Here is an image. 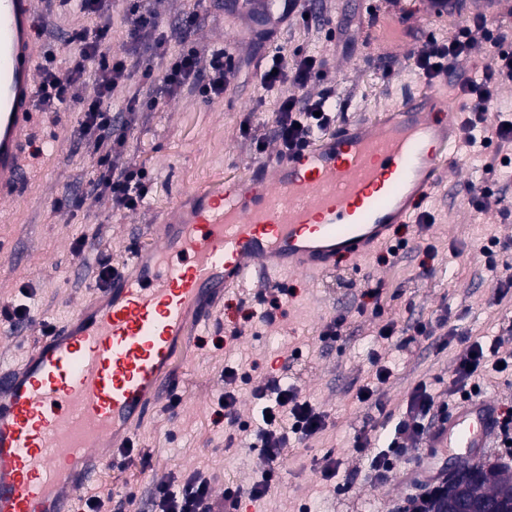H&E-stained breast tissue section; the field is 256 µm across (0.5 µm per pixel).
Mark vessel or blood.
Here are the masks:
<instances>
[{
	"mask_svg": "<svg viewBox=\"0 0 512 512\" xmlns=\"http://www.w3.org/2000/svg\"><path fill=\"white\" fill-rule=\"evenodd\" d=\"M292 0H239L260 18ZM41 42L31 0H0V200H21ZM460 133L443 87L406 93L377 118L347 122L248 176L175 200L152 242L19 367L0 371V512H75V486L112 465L154 401L173 386L192 326L213 301L261 276L324 274L411 223ZM495 401L448 414L444 445L489 448Z\"/></svg>",
	"mask_w": 512,
	"mask_h": 512,
	"instance_id": "b4317fda",
	"label": "vessel or blood"
}]
</instances>
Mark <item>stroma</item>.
Returning <instances> with one entry per match:
<instances>
[{"label": "stroma", "instance_id": "obj_1", "mask_svg": "<svg viewBox=\"0 0 512 512\" xmlns=\"http://www.w3.org/2000/svg\"><path fill=\"white\" fill-rule=\"evenodd\" d=\"M358 0H317L324 21L309 27L296 22L280 27L275 44L259 45L241 40L250 23L246 16L226 15L216 0H145L146 7L162 21L175 24L190 13L199 18L188 40L201 53L224 48L233 54L235 69L222 98L206 101L194 89L160 98L155 109L136 113L127 131L122 156L125 164L147 168L153 188L144 205L117 211L109 199L87 198L81 209L61 206L66 193L83 189L97 165V158L78 147L71 112H35L36 140L51 143L39 158L27 159L28 185L21 203L0 201V305L25 303L30 309L26 331L16 332L10 321L0 319V369L21 363L41 334L43 323L66 322L80 303L91 297V282L100 253H108L114 266L125 264L138 245L148 244L149 229L170 208L177 194L215 185L228 176H244L274 152V107L289 87L264 89L261 73L264 55L282 48L289 55L324 58L328 77L324 88L333 92L337 120L366 119L394 103L402 88L420 89L428 79L415 69L411 52L428 38L449 39L457 15L436 16L427 0H373V10H362ZM32 8L46 33L41 43L65 64L73 51L65 34L86 25L75 6L58 9L57 0H34ZM266 142L256 151L239 134L245 116ZM485 185L506 192L503 207L478 214L466 203L468 184ZM429 215L423 227L397 225L394 237L406 245L399 255L382 261L379 253L361 259L344 258L328 277L284 275L279 285L291 290L273 325L259 319L262 308L255 300L260 282L225 293L216 321L196 327L189 338L191 355L174 371L176 408L160 401L140 426L136 440L149 465L133 460L102 471L98 479L80 489V498H102V512H150L147 499L154 484L179 480L200 471L215 495L226 484L248 486L257 479L261 460L254 437L224 446V427L214 412L224 393V370L255 364L262 376L272 354L294 356L285 374L288 384L302 397L329 413L331 423L319 437L295 445L282 463L284 489L266 498L243 499V512H393L397 502L412 490L411 475L398 469L381 484L366 474L370 458L352 449L356 431L378 421L377 410L353 403L356 389L376 348L378 319L358 313L366 282H379L390 295L384 317L397 324L410 318H448L449 328L475 336H497L512 321V293L496 300V277L512 269V249L497 250L494 261L480 252L488 238L512 240V165L495 148L457 146L450 168L421 206ZM433 245L435 254L425 258L423 249ZM81 246L73 256V246ZM465 250V258L454 255ZM347 314L352 332L342 346L322 347V325ZM237 327L240 336L223 344L225 328ZM464 345L453 341L439 349L422 341L411 352H386L394 374L382 389L387 410L399 413L408 393L424 385L435 400L445 398L448 379ZM334 451L340 461L335 477L323 481L320 459ZM349 491H342V484ZM135 492V505L120 509L127 492Z\"/></svg>", "mask_w": 512, "mask_h": 512}]
</instances>
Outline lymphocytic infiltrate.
I'll use <instances>...</instances> for the list:
<instances>
[{"mask_svg":"<svg viewBox=\"0 0 512 512\" xmlns=\"http://www.w3.org/2000/svg\"><path fill=\"white\" fill-rule=\"evenodd\" d=\"M90 19L89 27L68 32L67 43L77 51L66 70L55 65L54 55H44L38 70L40 83L37 97L41 111L61 112L76 103L75 131L87 151L97 154L98 170L90 182L89 195L110 198L114 207L136 209L152 189V178L146 168L133 169L121 163L126 143V130L116 124L112 114V91L121 83L139 80L150 86L144 98L133 99L132 112L154 109L159 98L184 87L196 86L208 99L223 97L229 86V75L235 67L227 50L212 53L208 69H201L200 53L195 47L172 50L157 14L142 10L140 0H126L123 22L126 38L145 46L146 56L139 59L124 53H111L112 12L110 0H75ZM490 43L495 54L484 65L478 79L460 86L464 118L461 139L466 146L512 144V125L502 117H489L488 108L495 101L503 82L512 81V25L488 28L481 14L461 20L455 35L447 41L427 39L411 55L415 67L428 79L440 76L448 64L469 55L478 41ZM161 59L162 70H155L153 59ZM325 60L305 55L286 57L274 52L267 62L261 80L265 89L284 85L303 89L324 81ZM95 87L94 96L82 93L86 84ZM327 96H286L277 102L275 138L280 152L290 155L310 141L330 131L335 117L329 110ZM500 363L502 377H512V348L503 337L491 342L476 339L468 342L458 356L448 383L453 400L474 396L476 388L488 381V360ZM238 379L236 369L224 372L229 389L221 401L224 418V445L233 447L239 434L254 431L262 460L261 475L249 487L229 485L223 500H215L209 480L201 474L188 476L181 487L173 483L156 484L151 492L152 512H237L242 497L265 498L282 483V462L295 441H306L321 435L329 425L327 412L300 397L293 386L282 382V371L270 368L264 381L251 388L260 405L263 418L258 427H250L237 413V397L231 386ZM448 420L447 405L436 404L425 388L415 387L408 395L405 410L394 424L393 434L385 450L374 455L370 468L375 479L391 472L406 448L419 447L434 431L444 430Z\"/></svg>","mask_w":512,"mask_h":512,"instance_id":"1","label":"lymphocytic infiltrate"}]
</instances>
